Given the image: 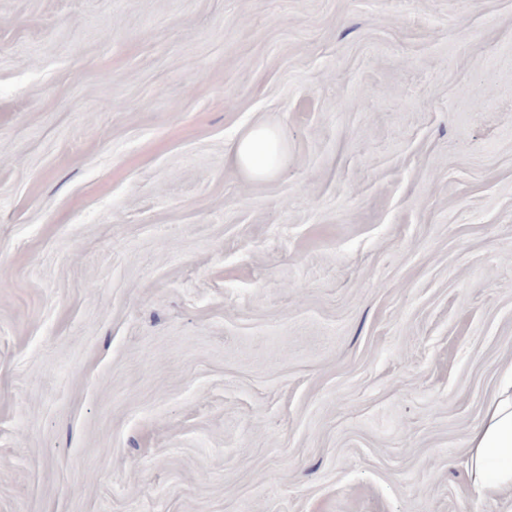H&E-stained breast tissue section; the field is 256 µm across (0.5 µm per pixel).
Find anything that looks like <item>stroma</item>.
<instances>
[{
	"label": "stroma",
	"mask_w": 512,
	"mask_h": 512,
	"mask_svg": "<svg viewBox=\"0 0 512 512\" xmlns=\"http://www.w3.org/2000/svg\"><path fill=\"white\" fill-rule=\"evenodd\" d=\"M510 375L512 0H0V512H512ZM282 138L275 128L255 125L242 131L233 147L232 162L253 178L273 176L281 160ZM468 448L469 473L484 498L495 499L505 490H512V377L491 398L484 421L469 438Z\"/></svg>",
	"instance_id": "obj_1"
}]
</instances>
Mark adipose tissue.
<instances>
[{
    "label": "adipose tissue",
    "mask_w": 512,
    "mask_h": 512,
    "mask_svg": "<svg viewBox=\"0 0 512 512\" xmlns=\"http://www.w3.org/2000/svg\"><path fill=\"white\" fill-rule=\"evenodd\" d=\"M281 150L278 130L255 125L238 135L232 147V162L250 177L268 178L279 168ZM468 446L469 473L480 494L493 499L512 490V378L491 398Z\"/></svg>",
    "instance_id": "ef3b65f1"
}]
</instances>
